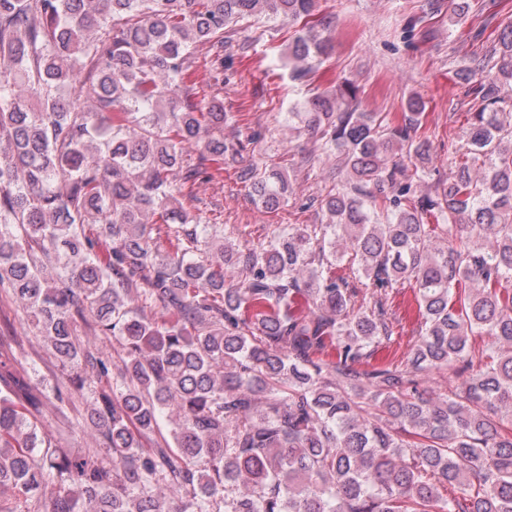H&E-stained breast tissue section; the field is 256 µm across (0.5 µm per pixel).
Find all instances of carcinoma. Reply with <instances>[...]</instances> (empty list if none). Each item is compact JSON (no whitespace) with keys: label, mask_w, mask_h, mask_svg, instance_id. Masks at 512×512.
<instances>
[{"label":"carcinoma","mask_w":512,"mask_h":512,"mask_svg":"<svg viewBox=\"0 0 512 512\" xmlns=\"http://www.w3.org/2000/svg\"><path fill=\"white\" fill-rule=\"evenodd\" d=\"M314 6L0 0V288L61 361L31 383L0 335V512H512V26L433 192L422 101L394 125L345 81L292 113L347 169L330 223L232 224L235 247L185 207L234 150L223 99L191 95L198 50L219 86L225 26L286 21L304 78L331 50ZM243 179L266 211L292 194L279 166ZM87 328L119 385L86 389L112 372ZM86 390L100 447H53L34 412ZM82 340L86 346L96 350L101 357L112 361V376L116 380L118 369L121 367V352L118 344L112 338L95 336L89 331L87 335L82 336Z\"/></svg>","instance_id":"cac0c4a2"}]
</instances>
